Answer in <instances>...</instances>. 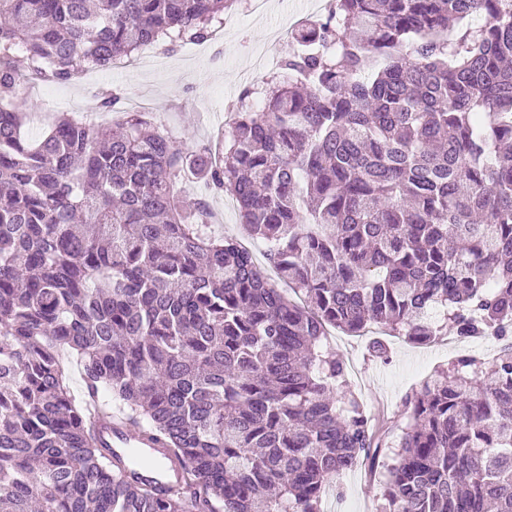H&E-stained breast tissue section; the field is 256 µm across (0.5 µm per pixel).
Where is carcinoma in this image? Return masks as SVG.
Instances as JSON below:
<instances>
[{
    "label": "carcinoma",
    "instance_id": "obj_1",
    "mask_svg": "<svg viewBox=\"0 0 512 512\" xmlns=\"http://www.w3.org/2000/svg\"><path fill=\"white\" fill-rule=\"evenodd\" d=\"M229 2L0 0V512H321L373 441L329 328L427 344L442 308L460 338L512 335V0H330L291 31L193 159L263 265L208 230V197L176 190L187 153L116 96L101 125L59 112L24 136L22 72L66 84L204 41ZM68 356L182 484L105 456ZM405 406L380 512H512L511 346ZM134 476L140 480L152 482L160 491H164L180 480L181 472L177 466L160 465L137 469Z\"/></svg>",
    "mask_w": 512,
    "mask_h": 512
}]
</instances>
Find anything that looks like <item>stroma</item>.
Segmentation results:
<instances>
[{"label":"stroma","mask_w":512,"mask_h":512,"mask_svg":"<svg viewBox=\"0 0 512 512\" xmlns=\"http://www.w3.org/2000/svg\"><path fill=\"white\" fill-rule=\"evenodd\" d=\"M315 7L316 0H267L265 13L257 16L248 12L247 0H235L215 39L176 47L168 52L165 69L133 64L91 71L78 83L42 87L34 96L41 109L24 133L28 139H38L51 113L79 107L94 113L100 99L114 93L121 110L134 109L137 100H148L157 124L170 130L188 150L221 140L228 110L236 105L241 91L259 78V60L287 55L293 48L290 29ZM376 340L386 345L387 358L374 356L371 344ZM329 342L343 356L348 386L370 411L376 432L369 463L343 475L341 494H327L322 512H377L381 486L371 466L392 456L407 421L406 395L458 357L475 354L489 361L500 347L477 338L463 340L451 332L431 344H414L385 335L375 326L358 335L331 330Z\"/></svg>","instance_id":"1"}]
</instances>
